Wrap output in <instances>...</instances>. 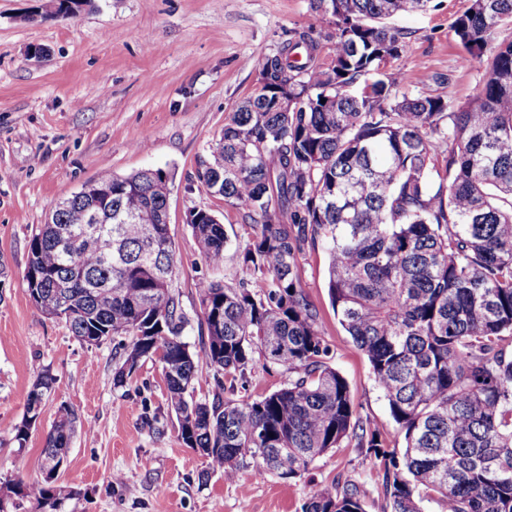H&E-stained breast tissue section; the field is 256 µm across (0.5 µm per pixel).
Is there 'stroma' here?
I'll return each instance as SVG.
<instances>
[{
    "instance_id": "35a3bbf8",
    "label": "stroma",
    "mask_w": 512,
    "mask_h": 512,
    "mask_svg": "<svg viewBox=\"0 0 512 512\" xmlns=\"http://www.w3.org/2000/svg\"><path fill=\"white\" fill-rule=\"evenodd\" d=\"M396 17L407 47L386 69L402 72L401 91H445L468 102L482 79L479 64L461 65L452 23L469 0ZM52 0H0V485L41 481L40 453L61 408L83 429L74 436L60 482L72 495L57 512H302L332 482L366 495V512H391L378 462L356 440L318 457L301 476L257 477L247 462L237 479L210 472L181 440L160 364L141 360L122 385L114 375L130 339L87 348L65 322L35 314L27 291L29 244L54 206L103 172L168 173L171 291L186 317L182 339L202 345L197 286L235 287L240 253L254 233L243 209L198 180L201 159L220 139L228 115L259 86V52L275 50L289 30L307 27L310 0H92L76 15L42 20ZM443 73L438 88L428 75ZM213 212L227 234L224 264L205 261L187 224L190 211ZM323 248L300 258L302 286L319 313L328 362L348 382L359 416L388 448L404 440L364 353L330 305ZM55 383L25 445L15 428L41 369ZM288 383L287 372L254 355L243 378L218 388L213 370L193 397L252 401ZM24 468H17V459Z\"/></svg>"
}]
</instances>
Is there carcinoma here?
Returning a JSON list of instances; mask_svg holds the SVG:
<instances>
[{
  "label": "carcinoma",
  "instance_id": "cac0c4a2",
  "mask_svg": "<svg viewBox=\"0 0 512 512\" xmlns=\"http://www.w3.org/2000/svg\"><path fill=\"white\" fill-rule=\"evenodd\" d=\"M432 0H310L315 22L257 59L267 84L230 113L198 179L256 224L235 288L198 286L205 337L193 351L170 291L174 256L161 170L95 179L100 230L75 192L38 226L27 290L36 313L62 320L89 347L130 336L115 375L124 383L158 357L180 438L214 472L246 458L260 477L293 479L347 437L383 469L392 512H512V0H469L453 23L462 64L484 68L458 109L445 94L399 95L386 64L406 48L391 21ZM332 17L337 32L318 23ZM330 42L321 57L322 41ZM296 99L280 112L278 93ZM187 223L206 261L224 263V225L205 209ZM329 253L328 293L341 326L367 356L404 435L402 455L364 424L346 379L326 361L318 314L298 258ZM263 286L252 289L253 280ZM292 375L252 402L188 399L204 371L244 374L253 353ZM54 378L42 371L15 440L27 441ZM77 416L63 409L48 432L41 471L69 456ZM72 491L47 474L0 493L56 512ZM303 512H365L354 484L315 492Z\"/></svg>",
  "mask_w": 512,
  "mask_h": 512
}]
</instances>
